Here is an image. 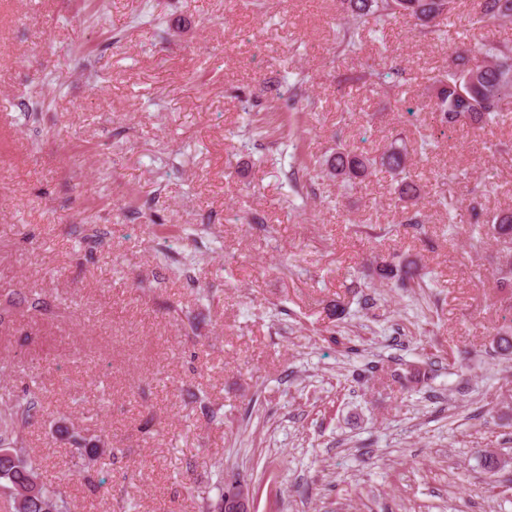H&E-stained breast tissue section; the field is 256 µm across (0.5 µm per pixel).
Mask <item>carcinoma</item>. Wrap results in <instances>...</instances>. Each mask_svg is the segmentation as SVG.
<instances>
[{
    "instance_id": "obj_1",
    "label": "carcinoma",
    "mask_w": 512,
    "mask_h": 512,
    "mask_svg": "<svg viewBox=\"0 0 512 512\" xmlns=\"http://www.w3.org/2000/svg\"><path fill=\"white\" fill-rule=\"evenodd\" d=\"M351 17L348 43L356 45L361 27L369 19L403 18L430 27L452 11L454 0H341ZM512 20V0H477L475 23L489 26ZM451 64L435 78L432 110L448 126L464 122L483 126L501 116L512 100V45L484 43L473 50L450 54ZM409 152L392 143L379 157L336 149L327 160L329 173L344 183H362L380 166L397 183L399 199L416 205L421 186L408 170ZM493 236L512 245V211L486 221ZM41 410L29 390L0 412V487L9 493L14 512H72L66 493L41 480V465L31 454L22 430Z\"/></svg>"
}]
</instances>
